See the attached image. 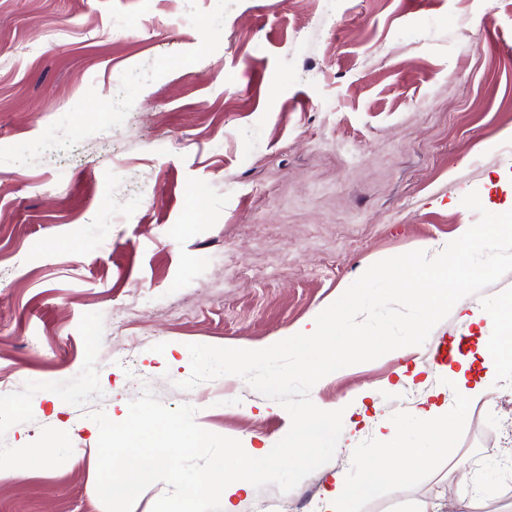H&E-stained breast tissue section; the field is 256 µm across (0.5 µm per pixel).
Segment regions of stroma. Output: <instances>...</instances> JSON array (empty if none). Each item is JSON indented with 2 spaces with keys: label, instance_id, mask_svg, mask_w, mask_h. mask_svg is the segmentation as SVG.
<instances>
[{
  "label": "stroma",
  "instance_id": "stroma-1",
  "mask_svg": "<svg viewBox=\"0 0 512 512\" xmlns=\"http://www.w3.org/2000/svg\"><path fill=\"white\" fill-rule=\"evenodd\" d=\"M512 0H0V455L51 448L0 480V512H105L92 413L143 388L245 451L291 419L227 375L179 389L188 344L268 346L363 268L452 241L512 210ZM457 302L402 359L334 372V458L292 491L249 488L236 512H325L400 442L411 478L353 512H512L510 378L464 413L453 372L484 336ZM457 343L438 362L433 341ZM414 370L401 380L400 366ZM447 412L424 433L414 408ZM392 433L380 438L378 429Z\"/></svg>",
  "mask_w": 512,
  "mask_h": 512
}]
</instances>
